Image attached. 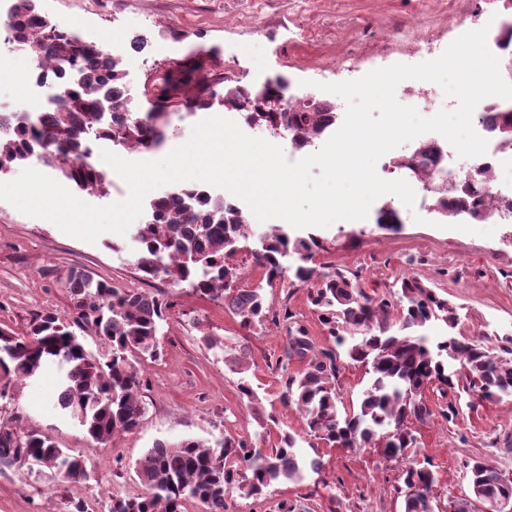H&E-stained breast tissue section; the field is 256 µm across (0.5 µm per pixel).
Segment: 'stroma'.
<instances>
[{
  "mask_svg": "<svg viewBox=\"0 0 512 512\" xmlns=\"http://www.w3.org/2000/svg\"><path fill=\"white\" fill-rule=\"evenodd\" d=\"M38 7L61 27L79 30L86 42L122 56L132 93H139L146 79L142 61H151L153 72L161 75L175 63L197 57L204 70L218 73L225 53L243 44L248 53L242 65L269 78H286L301 97L320 96L318 81L335 77V63L343 56H357L365 73L417 64L424 57L406 45L407 36L425 35L445 44L505 13L503 0H38ZM172 27L184 32L183 40L168 39ZM136 40L145 44L140 59L126 61V50ZM398 40L405 43L399 51L394 48ZM31 67L22 50L0 62L1 112L24 97ZM223 113L219 105L206 113L172 111L166 138L156 150L143 153L117 145L113 151L133 161L163 158L187 141L206 115ZM393 200V195H383L367 218L339 220L312 231L322 241L312 266L356 274L359 287L371 295L397 291L398 279H419L456 308L457 330L463 335L512 333V223L446 219L401 205L400 228L379 229L378 211ZM312 232L294 228L290 234ZM135 255L130 235L106 232L88 243L0 200V327L21 335L43 312L72 318V301L59 282L71 269L120 289L165 293L172 302L160 331L161 358L137 360L146 414L134 431L91 446L86 433L53 407L59 379L53 366L0 395V425L18 424L48 435L59 447L85 457L92 470L89 481L63 483L46 469L0 464V512H75L79 504L85 512H110L113 497L142 493L135 463L155 442L227 437L269 448L277 436L260 426L268 413L295 435L300 453L322 460L323 468L307 472L300 482H280L258 499L230 489L227 512H403V498L396 492L401 463L386 460L376 448L328 447L280 401L286 378L304 367L286 354L289 328L303 327L315 348L333 345L312 309L307 287L294 282L296 255L284 259L281 277L265 291L277 322L250 328L241 326L223 301L146 279ZM287 311L293 314L288 322L283 319ZM211 338L223 342V349L208 348ZM228 356L241 359V371L225 364ZM338 365L340 408L349 411L357 408L371 376L346 357H339ZM244 379L257 391L260 404L242 398L238 386ZM425 400L432 416L411 421L410 427L419 441L418 459L430 460L434 467L441 504L469 495L467 465L472 460L512 475V452L503 449L505 440H512L511 397L478 403L455 390L452 400L459 414L452 421L443 415L447 400L438 388L426 390Z\"/></svg>",
  "mask_w": 512,
  "mask_h": 512,
  "instance_id": "stroma-1",
  "label": "stroma"
}]
</instances>
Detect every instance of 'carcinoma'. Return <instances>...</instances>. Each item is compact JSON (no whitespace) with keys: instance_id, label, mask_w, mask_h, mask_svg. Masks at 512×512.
Segmentation results:
<instances>
[{"instance_id":"carcinoma-1","label":"carcinoma","mask_w":512,"mask_h":512,"mask_svg":"<svg viewBox=\"0 0 512 512\" xmlns=\"http://www.w3.org/2000/svg\"><path fill=\"white\" fill-rule=\"evenodd\" d=\"M10 29L24 34L35 67L42 77L62 85L56 107L20 122L15 138L0 142V172L24 163L29 155L42 152L49 165L79 190L107 192L105 180L92 164L82 161L85 134L97 130L98 138L150 151L162 144L168 109L202 110L212 106L211 85L194 76L197 67L181 65L147 89L157 108L152 124L140 120L125 83L120 61L111 67L99 62L104 49L80 40L37 8L36 0H14ZM61 52L65 70L57 73L46 66L50 47ZM287 80L281 76L269 83L260 96L240 89L224 94L226 109L244 113L251 124L279 128L288 133L294 149H310L328 126L340 116L322 102L285 109L281 101ZM105 103L111 118L100 120L98 108ZM512 129V109L493 112L491 132L499 140ZM479 170L470 180L453 189L424 181L438 212L448 218L461 214L481 221L485 218L476 183ZM167 201L149 204L147 220L137 225L132 238L138 243L136 267L148 278H162L176 287H188L213 300H223L245 327L268 321L264 286H273L283 273L281 259L292 251L300 264L295 279L309 286V299L318 321L334 343L345 344L344 333L359 335L347 346L349 361L368 367L372 375L356 411L341 414L336 390L339 371L334 349L315 351L303 328L288 330V356L306 364L285 381L281 399L302 415L309 432L331 447L376 448L391 460L403 462L400 479L404 512H439L437 476L431 465L413 460L418 441L407 423L431 415L424 401L431 386L454 392L461 379L477 400L512 397V334L489 337H458L449 334L435 342L415 332L431 319L443 320L448 328L458 326L459 317L446 299H441L415 278L400 282L401 299L395 306L387 296L367 294L356 277L341 271H319L307 265L319 241L290 239L288 230L273 226L260 234L261 249L252 252L264 269L266 285L235 288L239 267L229 258L240 252L239 243L248 238V217L239 209L192 186L168 194ZM76 316L73 324L92 327L107 348L97 356L88 351L71 325L48 312L19 336L0 329V394L11 377L31 378L48 364L62 372L56 405L87 433L95 446L106 445L114 436L136 429L145 415L139 397L135 367L137 355L157 360L162 355L159 331L170 304L161 295L144 291H121L105 281L94 280L72 269L65 275ZM459 364L448 372V361ZM279 429L275 447H248L243 440L223 438L212 443L193 438L176 442L158 441L137 462L136 475L143 493L114 497L110 512H182L186 502H197L204 512H227L226 491L235 488L247 498H259L281 481H301L305 472H318V459L307 460L297 451L294 435L279 428L269 417L264 430ZM33 463L57 474L65 482L87 481L90 472L83 459L58 447L51 438L34 431L0 427V463ZM472 496L452 501L453 512H476L478 496L512 498V482L505 484L497 468L475 460L467 464Z\"/></svg>"}]
</instances>
